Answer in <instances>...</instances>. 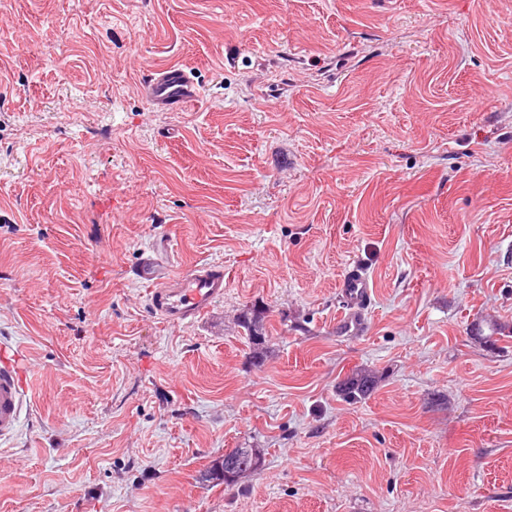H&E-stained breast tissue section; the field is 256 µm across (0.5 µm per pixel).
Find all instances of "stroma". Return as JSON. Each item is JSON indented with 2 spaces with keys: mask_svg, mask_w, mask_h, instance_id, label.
<instances>
[{
  "mask_svg": "<svg viewBox=\"0 0 512 512\" xmlns=\"http://www.w3.org/2000/svg\"><path fill=\"white\" fill-rule=\"evenodd\" d=\"M153 250L223 296L166 323ZM1 345L0 512H512V0H0ZM143 94L161 109L179 112L198 97V90L186 72L176 66L154 70L141 84ZM339 287L348 307L347 320L355 321L356 316L367 308L372 300L369 275L364 269L354 266L343 276ZM30 383L21 371L17 356L5 351L0 358V442L18 432L24 409L30 405ZM376 385L375 377L366 372H356L344 379L340 388L349 400L364 399L370 395Z\"/></svg>",
  "mask_w": 512,
  "mask_h": 512,
  "instance_id": "35a3bbf8",
  "label": "stroma"
}]
</instances>
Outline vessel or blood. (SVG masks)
<instances>
[{
  "mask_svg": "<svg viewBox=\"0 0 512 512\" xmlns=\"http://www.w3.org/2000/svg\"><path fill=\"white\" fill-rule=\"evenodd\" d=\"M143 94L161 109L179 112L198 97V90L186 72L176 66L153 71L142 83ZM138 275L152 283L150 306L169 323H189L204 315L224 294V269L212 264H195L178 272L161 268L153 255H145ZM349 318L367 308L372 300L369 276L352 267L340 282ZM30 383L21 371L16 356H0V442L18 432L24 409L30 404Z\"/></svg>",
  "mask_w": 512,
  "mask_h": 512,
  "instance_id": "vessel-or-blood-1",
  "label": "vessel or blood"
}]
</instances>
